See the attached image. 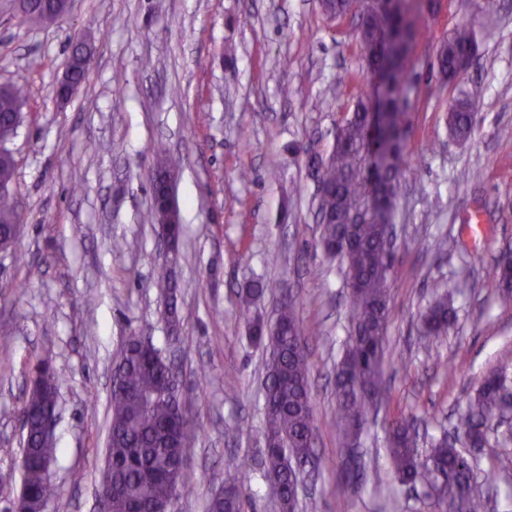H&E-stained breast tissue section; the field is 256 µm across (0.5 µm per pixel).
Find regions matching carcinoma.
<instances>
[{
    "mask_svg": "<svg viewBox=\"0 0 512 512\" xmlns=\"http://www.w3.org/2000/svg\"><path fill=\"white\" fill-rule=\"evenodd\" d=\"M330 18L347 15L354 0H319ZM416 0H395L390 7L371 8L358 22L356 39L366 61L369 93L357 98L351 116L340 126L332 151L320 159L318 175L326 192L318 196L316 212L323 232L321 245L338 258L353 279L350 320L354 331L350 347L336 364V428L343 445L352 450L364 431L371 405L367 393L383 398L382 367L389 320L390 272L394 258L383 239V225L393 223L400 176L405 164L403 132L407 122V53L418 30L411 13ZM388 59L380 84L369 74L378 63L377 51ZM467 53L479 55L477 31L460 23L436 54L440 87L454 86L457 95L448 112V128L457 142L469 140L475 131L474 113L483 98L479 83L464 86L457 79V59ZM72 78L80 84L90 59L73 49ZM23 89L0 85V137L8 141L21 123ZM157 173L168 177L179 170L180 161L165 145L157 147ZM15 161L10 153L0 157V184L14 183ZM18 214L12 196L0 193V249L14 244ZM499 299L512 305V263L502 253L494 267ZM157 282L166 299L167 320L180 325L176 285L170 271L161 268ZM282 292L274 281L254 280L239 293L242 310L265 293ZM455 309L442 285H436L432 300L422 315L423 341L427 350L441 343L453 323ZM250 338L267 344L264 375V445L260 466L266 479V494L278 512H296V486L303 468L315 456L314 402L310 367L304 349V334L296 314V301L279 299L275 324L259 318L247 320ZM37 383L30 386L20 411L28 415V459L23 465L27 493L26 512H46L59 495L58 486L44 471V462L54 459L55 446L40 439L41 416L54 410L61 375L45 360L32 365ZM116 372L121 386L112 391L106 455L111 465L112 512H149L168 499L175 488L187 490L198 481L190 466L195 454L191 421L182 383L161 349L139 336L127 338ZM508 387L503 370L486 374L468 399L460 429L472 448L487 440V422L505 416ZM388 455L405 484H414L425 473L442 474L435 486L440 505H462L460 512H488L487 484L478 480L471 464L448 438L431 444L426 460L418 447L417 418L400 416L388 428ZM246 475L238 465L224 478V486L209 501L208 512H246L241 482Z\"/></svg>",
    "mask_w": 512,
    "mask_h": 512,
    "instance_id": "cac0c4a2",
    "label": "carcinoma"
}]
</instances>
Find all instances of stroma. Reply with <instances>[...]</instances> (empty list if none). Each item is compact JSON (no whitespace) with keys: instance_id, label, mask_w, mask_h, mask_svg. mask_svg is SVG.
<instances>
[{"instance_id":"35a3bbf8","label":"stroma","mask_w":512,"mask_h":512,"mask_svg":"<svg viewBox=\"0 0 512 512\" xmlns=\"http://www.w3.org/2000/svg\"><path fill=\"white\" fill-rule=\"evenodd\" d=\"M415 16L422 33L407 58L410 158L396 215L388 393L360 440L366 467L348 484L335 371L351 342L350 288L321 246L307 158L329 154L366 88L356 17L328 19L318 0H72L64 19L32 25L17 0H0V84L26 87L22 122L5 144L22 223L0 252V331L12 336L0 346V512H11L23 482L18 410L39 359L63 372L53 512H97L113 368L133 334L175 357L197 427L191 466L203 474L175 512H207L228 471L263 445L266 353L250 342L238 300L260 276L296 296L312 370L320 466L299 492V512H434L427 480L394 477L387 428L399 415L423 416L427 454L485 373L512 376V306L500 304L493 274L495 257L512 248V138L496 134L512 124V0L494 14L482 0H418ZM463 21L482 40L466 79L485 93L474 136L456 143L446 121L456 92L440 87L432 63ZM76 39L95 55L64 103L57 86ZM159 143L181 159L175 334L154 284L164 262L149 222ZM436 282L455 289L456 321L432 355L416 338ZM460 451L493 489L490 512H512V441L497 430L484 448Z\"/></svg>"}]
</instances>
